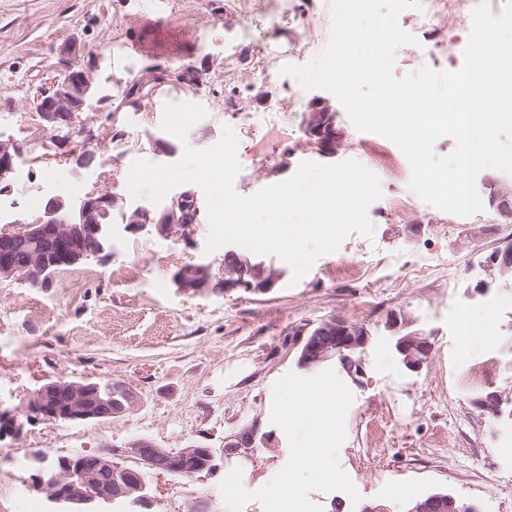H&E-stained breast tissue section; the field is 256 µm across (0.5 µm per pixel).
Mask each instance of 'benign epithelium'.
<instances>
[{"label":"benign epithelium","mask_w":512,"mask_h":512,"mask_svg":"<svg viewBox=\"0 0 512 512\" xmlns=\"http://www.w3.org/2000/svg\"><path fill=\"white\" fill-rule=\"evenodd\" d=\"M170 76V72L153 68L133 80L130 97L142 100L147 88ZM103 102L98 96L90 72L73 67L37 97V111L50 132L49 141L58 150L68 147L73 135L87 142L96 139L94 119L77 121L78 113L90 110L91 101ZM309 142L325 154H333L341 146L336 130L335 113L311 112L305 123ZM26 154V143L12 137L0 138V177L14 170L19 158ZM118 197L110 191L91 192L72 204L62 196H51L42 215L34 222L19 224L11 232L0 231V281L18 283L52 280L62 266H72L105 253L112 235L108 219ZM201 208L196 195L184 191L161 211L142 206L122 213L125 229L130 232L155 231L167 237L177 229L201 223ZM489 275L512 279V241L496 247L483 264ZM177 288L185 293L211 292L224 294L236 290L265 292L273 281L260 263L229 250L224 253L221 272L214 273L209 264L181 268L173 275ZM301 336L299 363L316 367L332 359L338 360L352 378H357L362 363L355 354L364 350L370 340L368 330L341 318H332L310 329L297 332ZM432 350L429 337L420 332L397 336L395 352L404 366L413 372L421 369ZM134 405V396L119 385L111 393H101L93 383L59 379L42 385L26 403L27 416L54 422L98 421L118 417ZM501 395L491 392L477 401L483 412L500 413ZM254 435L240 433L224 439V449L251 448ZM133 458L137 465L126 464ZM149 463L158 476L201 478L217 469L213 451L189 445L177 452L159 447L148 438H137L122 445L108 444L93 457L91 467H74L61 458L57 468L44 471L31 467L29 487L47 494L57 505L56 512H90L91 506H103L116 499H125L136 507L151 506L150 483L139 469ZM407 512H462L460 502L449 494L433 493L412 503Z\"/></svg>","instance_id":"1"}]
</instances>
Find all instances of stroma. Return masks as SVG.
<instances>
[{
    "label": "stroma",
    "mask_w": 512,
    "mask_h": 512,
    "mask_svg": "<svg viewBox=\"0 0 512 512\" xmlns=\"http://www.w3.org/2000/svg\"><path fill=\"white\" fill-rule=\"evenodd\" d=\"M293 2L307 24L260 17L249 39L242 34L243 0H0V135L30 143L24 176L5 177L12 190L0 208V230L36 220L57 193L72 199L80 191L109 190L119 198L105 259L64 268L46 288L0 283V411L23 422L19 434L0 436V472L9 469L8 453L22 455L39 444L62 456L137 437L171 451L198 445L213 449L217 470L203 480L151 477L150 512H195L203 502L210 512H228L219 485L231 470L241 468L244 487L255 491L289 459L287 437L270 413L274 383L289 372L308 373L298 362L296 329L341 317L370 332L363 373L347 383L353 401L338 451L360 501L337 490L311 492L310 500L322 512H360L366 504L394 512L398 503L445 492L474 512H512L506 487L512 481V415L492 417L474 405L490 391L512 398V283L492 280L483 268L487 255L512 237L511 220L488 206L460 217L418 198L406 212H391L389 198L412 197L411 171L383 174L382 196L368 209L371 236L348 235L298 281L288 263L259 255L275 277L273 287L224 295L187 294L173 281L187 265L220 269L223 250L205 251L209 224L167 237L124 229L123 211L137 205L124 189L132 162H176L185 148L216 144L226 125L238 139L241 169L234 189L245 197L289 179L304 161L366 163L363 133L334 95L298 91L288 75L258 78L260 66L279 64L271 48L292 52V64L304 65L329 42V0ZM146 13L192 29L193 41L172 42L166 55L139 52L132 27ZM399 25L417 42L397 50L395 76L421 68L430 51L443 71L458 59L466 31L456 19L431 20L408 9ZM149 65L173 73L190 65L200 80L191 86L173 77L130 107L126 89ZM73 66L91 68L109 96L98 107L96 140L74 145L75 152L95 153L89 168L42 149L47 133L35 110L40 89ZM298 93L303 107L287 121L256 135L244 127L245 114L285 106ZM175 97L207 111L182 141L161 128L164 107ZM317 108L336 115L342 139L336 154L321 155L306 140V119ZM130 266L141 278L120 277ZM32 300L48 307L51 317L26 316ZM461 303L480 317L488 306L496 308L487 339L464 354L454 321ZM394 314L406 331L431 336L433 348L420 371H409L395 353L387 327ZM491 357V382L464 385L468 366ZM61 378L117 383L132 390L137 403L109 420L27 419L30 394ZM244 431L253 432L254 447L225 453V438Z\"/></svg>",
    "instance_id": "1"
}]
</instances>
